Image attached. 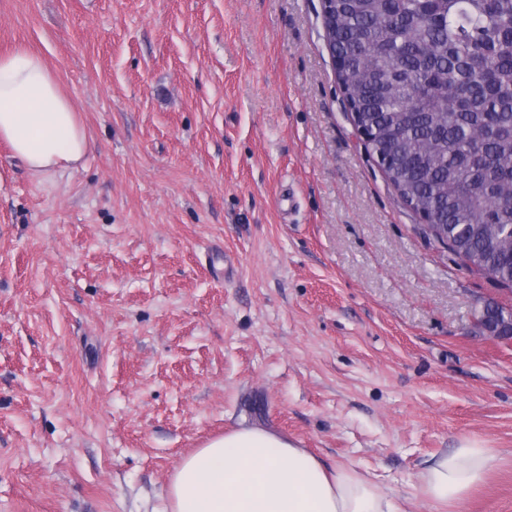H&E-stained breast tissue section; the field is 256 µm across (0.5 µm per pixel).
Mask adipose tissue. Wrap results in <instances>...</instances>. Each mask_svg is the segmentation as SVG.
Returning <instances> with one entry per match:
<instances>
[{"instance_id": "obj_1", "label": "adipose tissue", "mask_w": 512, "mask_h": 512, "mask_svg": "<svg viewBox=\"0 0 512 512\" xmlns=\"http://www.w3.org/2000/svg\"><path fill=\"white\" fill-rule=\"evenodd\" d=\"M0 140L36 173L78 164L87 148L71 100L36 52L0 54ZM491 449L472 444L433 456L418 489L439 506L464 500L492 469ZM161 512H403L350 467L326 468L307 449L258 426L196 449L175 468Z\"/></svg>"}]
</instances>
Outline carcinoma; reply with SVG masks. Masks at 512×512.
I'll list each match as a JSON object with an SVG mask.
<instances>
[{
    "instance_id": "carcinoma-1",
    "label": "carcinoma",
    "mask_w": 512,
    "mask_h": 512,
    "mask_svg": "<svg viewBox=\"0 0 512 512\" xmlns=\"http://www.w3.org/2000/svg\"><path fill=\"white\" fill-rule=\"evenodd\" d=\"M330 19L386 180L512 289V0H334Z\"/></svg>"
}]
</instances>
